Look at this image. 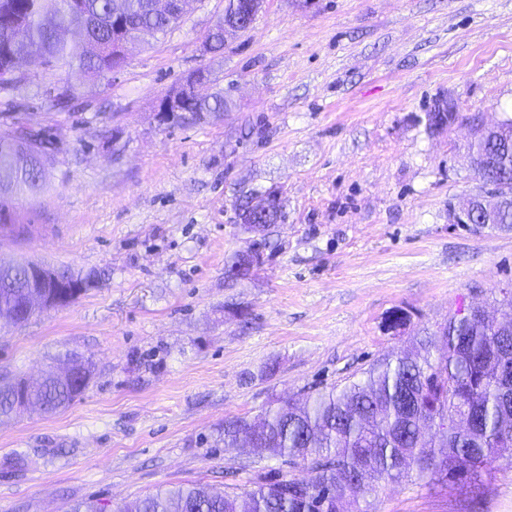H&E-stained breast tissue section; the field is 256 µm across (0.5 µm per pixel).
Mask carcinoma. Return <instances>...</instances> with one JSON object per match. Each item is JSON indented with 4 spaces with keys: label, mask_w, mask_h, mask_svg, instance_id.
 <instances>
[{
    "label": "carcinoma",
    "mask_w": 512,
    "mask_h": 512,
    "mask_svg": "<svg viewBox=\"0 0 512 512\" xmlns=\"http://www.w3.org/2000/svg\"><path fill=\"white\" fill-rule=\"evenodd\" d=\"M130 24L123 35L126 51L137 41L135 26L143 24L165 33L180 19L149 10L147 0H120ZM113 0H0V89L25 80L11 74L12 55H42L50 68H77L90 77L104 78L111 65L84 54L83 45L54 37L57 27L91 22L90 37L113 42ZM228 101L218 92L189 105V123L219 116ZM469 150L479 157L475 172L479 194L497 191L506 197L496 223L512 225V139L477 129ZM54 159L38 135L18 139L0 135V209L13 199L36 197L41 170ZM273 209L254 221L276 224L282 218L277 193ZM68 280L85 284L84 294L98 284L99 275L84 276L62 269ZM25 266L0 269V310L19 306L31 292ZM500 304L508 319L484 317L470 308L448 318L431 336L419 341L416 354L397 351L372 365L364 378L342 388L332 386L310 394L297 407L275 400L265 409L258 445L248 454L280 457L307 467L312 477H264L241 493H214L187 486L159 490L134 499L119 512H344L343 502L357 499L382 482L394 483L415 469L418 476L445 481L448 476L474 477L512 448V378H501L499 368L512 370V291ZM45 413L69 406L84 391L78 384L48 371L42 382L27 390L26 377L0 382V416L14 410L19 393ZM468 414L464 430L447 423ZM250 426L243 418L224 421V446L239 444ZM425 426L436 428L438 443L424 439Z\"/></svg>",
    "instance_id": "cac0c4a2"
}]
</instances>
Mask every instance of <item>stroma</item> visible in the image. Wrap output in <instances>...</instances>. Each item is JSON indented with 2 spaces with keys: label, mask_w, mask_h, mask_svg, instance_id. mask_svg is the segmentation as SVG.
Returning a JSON list of instances; mask_svg holds the SVG:
<instances>
[{
  "label": "stroma",
  "mask_w": 512,
  "mask_h": 512,
  "mask_svg": "<svg viewBox=\"0 0 512 512\" xmlns=\"http://www.w3.org/2000/svg\"><path fill=\"white\" fill-rule=\"evenodd\" d=\"M224 5L191 0L107 77L29 63L0 92V132L31 126L56 147L43 192L0 222V262L100 276L68 307L0 322V379L40 378L65 354L94 363L66 409L0 420V512L309 478L225 447V419L358 380L468 306L501 314L512 227L448 212L478 187L473 120L512 118V0H266L249 31L201 55ZM200 67L231 108L158 125L157 99ZM440 107L455 118L436 126ZM270 190L284 202L272 247L228 279L253 241L236 206ZM397 309L406 327L386 330ZM344 509L512 512V459L477 482L413 473Z\"/></svg>",
  "instance_id": "stroma-1"
}]
</instances>
